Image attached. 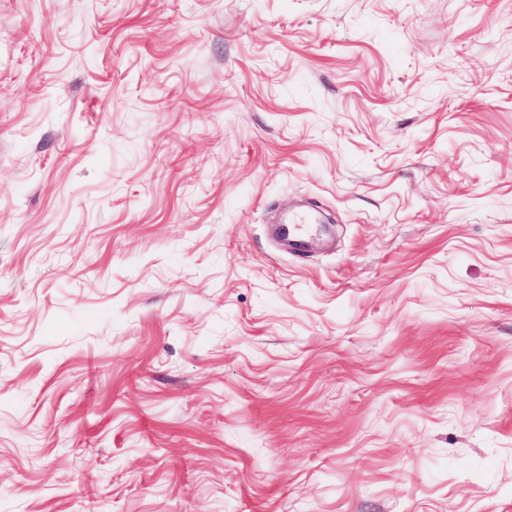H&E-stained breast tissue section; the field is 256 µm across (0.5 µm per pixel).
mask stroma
Listing matches in <instances>:
<instances>
[{
	"instance_id": "obj_1",
	"label": "stroma",
	"mask_w": 512,
	"mask_h": 512,
	"mask_svg": "<svg viewBox=\"0 0 512 512\" xmlns=\"http://www.w3.org/2000/svg\"><path fill=\"white\" fill-rule=\"evenodd\" d=\"M0 512H512V0H0Z\"/></svg>"
}]
</instances>
